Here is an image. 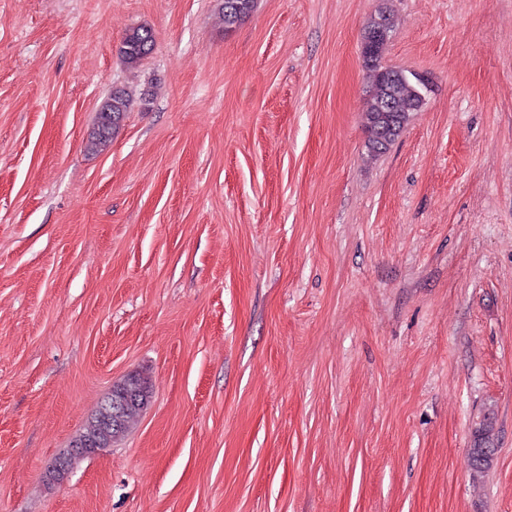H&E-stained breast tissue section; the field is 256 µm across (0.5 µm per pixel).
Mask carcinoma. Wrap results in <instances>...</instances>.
<instances>
[{
    "label": "carcinoma",
    "mask_w": 512,
    "mask_h": 512,
    "mask_svg": "<svg viewBox=\"0 0 512 512\" xmlns=\"http://www.w3.org/2000/svg\"><path fill=\"white\" fill-rule=\"evenodd\" d=\"M255 0H224L222 6V19L224 30L234 29L244 18L253 11ZM392 29H386V35L375 40L372 47L371 58L366 64L369 77L372 78L370 94L364 100L362 106V118L367 134V147H377L375 134L381 128L382 122L389 119L397 121L395 127L404 128V123L409 121L412 113L418 111L415 105V97L412 91L409 72L403 69L384 67L381 65L383 47L389 39ZM155 43V35L151 28L139 26L129 30L122 39L118 54L128 65L140 63L152 51ZM132 100L123 90L112 93L101 104L98 113V130L90 143L91 149L98 150L107 146L127 112L131 111ZM134 384L141 392L143 399L139 404L128 407L124 424L120 430L105 431L102 429V420L95 418L84 430V433H100L101 441L98 448L108 447L112 441L123 435L128 429V424L138 415L145 405V398L149 397L147 382L138 375L126 378L113 387V390L123 389L127 383ZM496 436L495 417L488 411L474 424L472 437L474 447L481 448Z\"/></svg>",
    "instance_id": "1"
}]
</instances>
